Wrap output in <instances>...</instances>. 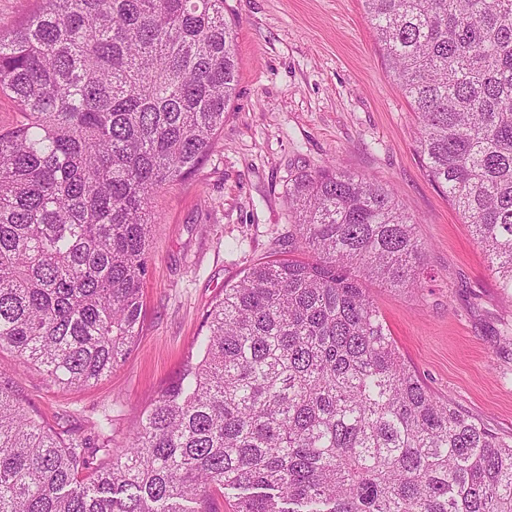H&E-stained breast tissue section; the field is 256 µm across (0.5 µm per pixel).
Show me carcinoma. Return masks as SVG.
I'll return each mask as SVG.
<instances>
[{
  "label": "carcinoma",
  "mask_w": 512,
  "mask_h": 512,
  "mask_svg": "<svg viewBox=\"0 0 512 512\" xmlns=\"http://www.w3.org/2000/svg\"><path fill=\"white\" fill-rule=\"evenodd\" d=\"M417 151L512 297V0H363ZM238 78L224 0H38L0 33V347L89 386L138 336L153 199ZM288 252L224 288L199 358L106 463L0 375V512H512V441L436 396L363 288H416L395 190L334 164L288 187Z\"/></svg>",
  "instance_id": "carcinoma-1"
}]
</instances>
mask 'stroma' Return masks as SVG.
I'll return each instance as SVG.
<instances>
[{"label":"stroma","instance_id":"1","mask_svg":"<svg viewBox=\"0 0 512 512\" xmlns=\"http://www.w3.org/2000/svg\"><path fill=\"white\" fill-rule=\"evenodd\" d=\"M238 83L197 169L155 199L140 334L98 383L65 388L0 348V372L36 418L82 435L112 420L122 440L150 400L196 359L205 315L254 264L282 254L288 187L336 164L392 186L425 246L418 289L367 288L405 361L431 391L512 437V304L485 253L431 182L418 120L375 41L363 0H224Z\"/></svg>","mask_w":512,"mask_h":512}]
</instances>
